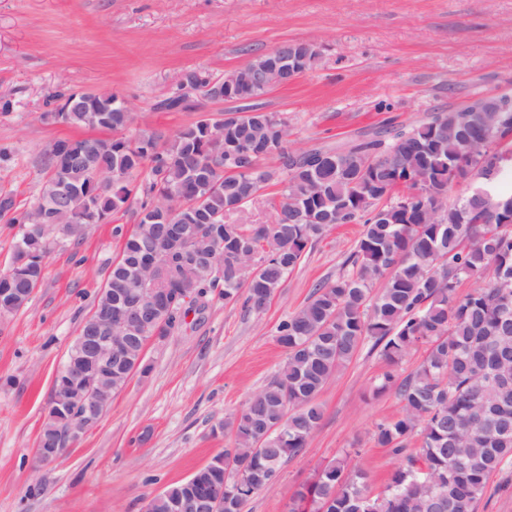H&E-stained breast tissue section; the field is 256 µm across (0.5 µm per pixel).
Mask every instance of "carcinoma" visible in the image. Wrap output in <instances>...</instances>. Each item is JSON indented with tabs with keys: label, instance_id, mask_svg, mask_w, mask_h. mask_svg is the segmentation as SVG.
Returning <instances> with one entry per match:
<instances>
[{
	"label": "carcinoma",
	"instance_id": "obj_1",
	"mask_svg": "<svg viewBox=\"0 0 512 512\" xmlns=\"http://www.w3.org/2000/svg\"><path fill=\"white\" fill-rule=\"evenodd\" d=\"M285 46L302 60L303 73L318 60L310 43ZM263 58L231 71L229 83L225 73L185 72L186 83L155 108L199 115L171 137L127 133L130 113L111 92L54 91L42 120L110 135L43 147L38 204L49 207V222L30 223V210L12 194L0 195V214L20 225L0 273V316L28 303L54 241L77 243L107 215L130 213L135 220L106 281L112 301L150 287L141 260L150 250L166 253L174 228L185 225L197 236L195 248L223 274L210 278L197 265L179 266L171 287H192L204 298L216 292L226 304L242 299L255 311L313 243L340 224H359L347 269L279 324L286 360L224 424L233 447L153 497L147 512H196L221 490L223 512H243L275 483L282 463L307 447L322 418L319 395L367 344L389 366L377 390L393 392L402 404L400 416L378 424L373 439L401 465L373 494L365 473L349 471L344 460L330 462L293 493L289 512H473L490 476L512 466V193L500 187L512 171V141L500 134L512 127V112H429L343 152L288 149V117L277 112H230L223 133L214 134L201 101L268 93L269 86L243 81ZM271 157L278 166H264ZM469 178L479 183L449 200L454 180ZM270 185L281 186L268 200L274 223L225 221ZM466 280L475 287L462 294ZM189 312L160 305L158 335H170ZM420 347V364L400 374V363ZM142 369L134 347L127 364L112 366V379L100 384L115 393ZM70 420L66 406L52 403L43 447H67Z\"/></svg>",
	"mask_w": 512,
	"mask_h": 512
}]
</instances>
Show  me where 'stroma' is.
I'll use <instances>...</instances> for the list:
<instances>
[{"mask_svg":"<svg viewBox=\"0 0 512 512\" xmlns=\"http://www.w3.org/2000/svg\"><path fill=\"white\" fill-rule=\"evenodd\" d=\"M286 41L314 44V67L209 111L285 113L291 148L306 150L407 125L477 93L512 96V0H0V97L13 102L0 113V148L10 153L0 193L34 204L44 145L81 136L41 121L54 88L115 93L132 112L130 133L170 135L194 113L152 104L184 71L220 75ZM133 224L111 218L81 244L56 241L29 303L0 317V512H144L149 498L211 463L232 444L222 423L285 361L278 325L342 272L361 231L344 224L316 242L264 311L215 294L202 300L148 345L147 373H135L63 460L36 474L30 461L54 379ZM386 369L367 347L342 368L318 398L323 417L307 448L243 512H288L290 494L319 465L345 457L380 491L400 464L372 439L401 411L393 393L375 390Z\"/></svg>","mask_w":512,"mask_h":512,"instance_id":"obj_1","label":"stroma"}]
</instances>
